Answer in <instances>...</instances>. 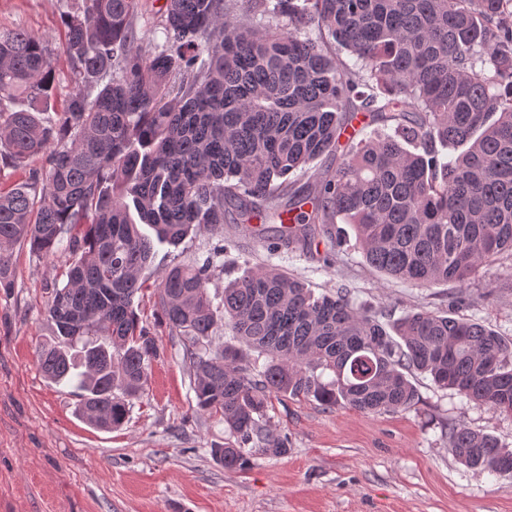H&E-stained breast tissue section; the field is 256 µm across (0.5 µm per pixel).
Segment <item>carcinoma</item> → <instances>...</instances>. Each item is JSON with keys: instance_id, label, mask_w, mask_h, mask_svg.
<instances>
[{"instance_id": "obj_1", "label": "carcinoma", "mask_w": 512, "mask_h": 512, "mask_svg": "<svg viewBox=\"0 0 512 512\" xmlns=\"http://www.w3.org/2000/svg\"><path fill=\"white\" fill-rule=\"evenodd\" d=\"M239 2L236 13L233 0H165L164 43L146 52L140 0H78L61 16L72 89L48 121L53 50L0 31V162L46 156L0 192V289L14 287L5 246L67 252L41 371L77 379L87 423L121 428L160 356L135 309L152 287L159 323L193 367L197 411L224 421L212 453L228 469L249 466V445L288 452L266 424L274 398L395 413L419 400V372L511 416L512 338L478 322L418 310L387 327L346 288L317 296L273 267L228 282L216 310L222 239L154 283L145 271L156 241L230 221L250 233L263 217L281 224L275 248L306 251L317 225L340 220L370 267L418 285H462L512 256V0ZM18 98L29 107L14 109ZM361 116L393 132L360 139ZM343 138L336 169L309 173ZM449 146L463 151L448 157ZM220 327L231 341L214 348ZM448 450L472 469L512 473V448L464 423L448 425Z\"/></svg>"}]
</instances>
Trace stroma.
<instances>
[{"label":"stroma","mask_w":512,"mask_h":512,"mask_svg":"<svg viewBox=\"0 0 512 512\" xmlns=\"http://www.w3.org/2000/svg\"><path fill=\"white\" fill-rule=\"evenodd\" d=\"M75 3L0 0V30L20 28L52 44L54 111L71 90L60 17ZM333 232L342 245L325 238L306 253L273 250L233 224L219 235L204 228L179 246H157L150 270L164 271L176 258L204 260L220 241L224 271L209 288L216 303L228 281L272 266L318 295L347 288L356 306L385 324L424 309L512 338V257L500 256L465 285L422 288L368 266L349 225ZM11 250L14 286L0 290V512H512V475L458 463L447 437L449 424L463 422L512 446V417L422 377L417 404L397 413L273 401L268 423L287 435V454L254 448L248 469H225L211 454L224 444V423L197 412L181 341L159 327L148 294L139 297L138 312L160 356L146 390L121 429L89 425L75 412L74 386L48 380L37 361L50 337L46 304L65 255H39L20 243Z\"/></svg>","instance_id":"35a3bbf8"}]
</instances>
